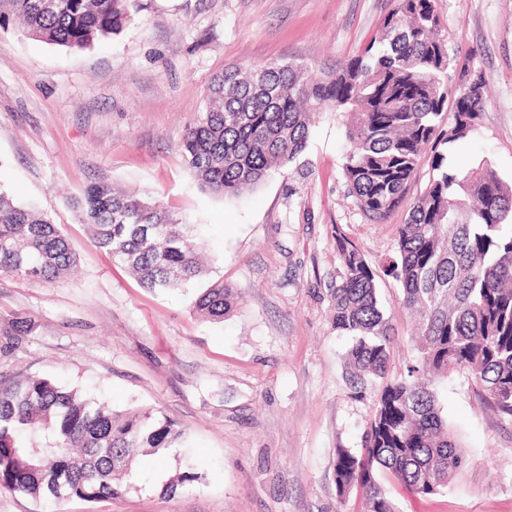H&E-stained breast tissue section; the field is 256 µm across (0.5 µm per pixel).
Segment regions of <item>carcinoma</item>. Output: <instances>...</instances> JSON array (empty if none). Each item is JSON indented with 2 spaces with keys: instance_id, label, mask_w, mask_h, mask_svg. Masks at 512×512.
I'll return each instance as SVG.
<instances>
[{
  "instance_id": "1",
  "label": "carcinoma",
  "mask_w": 512,
  "mask_h": 512,
  "mask_svg": "<svg viewBox=\"0 0 512 512\" xmlns=\"http://www.w3.org/2000/svg\"><path fill=\"white\" fill-rule=\"evenodd\" d=\"M130 0H0V26L20 19L28 35L80 50L128 18ZM432 0H396L360 53L335 66L270 62L227 70L214 80L187 126L181 154L202 190L238 196L306 149L312 115L348 111V195L375 224L404 203L425 151L433 175L397 228L388 263L415 318L417 360L388 379L393 328L378 302L375 275L342 236V280L331 293L336 331L351 337V365L383 380L363 448L336 451V490L360 512H399L383 478L433 496L465 464L448 429L438 385L466 370L503 420L512 421V184L486 161L450 169L439 143L466 137L486 104L483 80L452 83L453 58L440 37ZM454 98V122L445 118ZM97 245L128 265L152 292L182 288L203 270L197 229L157 202L100 183L72 200ZM57 225L0 191V273L55 280L76 264ZM237 294L218 282L194 302L205 320H222ZM31 331L21 319L0 327L13 342ZM183 432L148 412H115L47 379L0 382V489L41 502H101L122 496L136 459L182 443Z\"/></svg>"
}]
</instances>
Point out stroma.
Returning <instances> with one entry per match:
<instances>
[{
  "label": "stroma",
  "instance_id": "stroma-1",
  "mask_svg": "<svg viewBox=\"0 0 512 512\" xmlns=\"http://www.w3.org/2000/svg\"><path fill=\"white\" fill-rule=\"evenodd\" d=\"M395 0H139L114 34L70 50L0 27V191L36 204L72 243L77 266L53 281L0 273V324L32 330L0 348V379L38 376L115 410L167 418L187 438L162 461L139 457L114 501H35L0 492V512H351L336 492V451H360L378 385L348 363L331 325L330 290L345 235L375 273L394 328L389 377L417 351L400 284L386 265L406 209L371 223L348 197L343 112L317 113L307 148L253 191H203L179 149L224 69L333 64L356 56ZM448 52L485 85L464 139L442 145L450 168L484 159L512 182V0H433ZM158 200L199 227L203 275L165 293L94 242L71 209L93 183ZM224 281L240 298L223 321L194 314ZM466 464L443 493L391 488L400 512H512V422L473 378L440 387ZM184 482L166 495L164 483Z\"/></svg>",
  "mask_w": 512,
  "mask_h": 512
}]
</instances>
